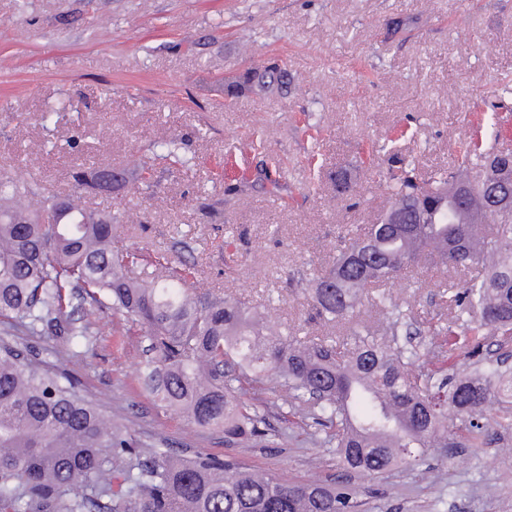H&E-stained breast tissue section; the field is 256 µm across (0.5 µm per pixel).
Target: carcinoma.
<instances>
[{"mask_svg":"<svg viewBox=\"0 0 512 512\" xmlns=\"http://www.w3.org/2000/svg\"><path fill=\"white\" fill-rule=\"evenodd\" d=\"M228 98L244 90L281 95L284 75L255 64L224 80ZM137 166L186 175L191 159L176 140L160 142ZM90 166L74 180L96 186ZM467 185L464 197L452 192ZM512 195L506 154L485 153L477 141L456 162L426 174L408 163L386 181L389 223L340 237L332 268L310 280L309 297L330 321L352 317L364 292L416 268L452 265L471 273L450 297L455 320L429 324L431 346L401 342L405 315L378 294L385 337L358 331L352 344L317 342L301 329H280L237 298L186 287L194 268L168 264L150 280L135 275V253L112 249L129 223V202L108 213L54 193L10 168L0 170V322L34 331L68 318L67 309L112 310L140 327L154 356L140 367L147 393L228 442L261 433L264 419L243 400L241 379L288 394L323 428L345 467L374 477L426 462L448 447V416L463 442L483 444L491 425L479 417L492 400L512 404L507 354L482 356L486 336L512 344V208L485 186ZM476 359V375L445 390V365ZM353 492L321 482H284L227 461L137 448L112 430V418L6 337L0 339V512H358Z\"/></svg>","mask_w":512,"mask_h":512,"instance_id":"cac0c4a2","label":"carcinoma"}]
</instances>
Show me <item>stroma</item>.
Wrapping results in <instances>:
<instances>
[{
  "label": "stroma",
  "instance_id": "stroma-1",
  "mask_svg": "<svg viewBox=\"0 0 512 512\" xmlns=\"http://www.w3.org/2000/svg\"><path fill=\"white\" fill-rule=\"evenodd\" d=\"M407 20L391 33L392 22ZM0 167L107 210L110 198L73 181L91 163L132 167L175 139L196 173H156L138 193L116 250H154L194 265L188 287L249 301L311 338L348 327L309 320L299 280L326 267L339 235L376 223L385 208L379 171L451 163L460 146L512 150V0H0ZM278 62L282 97L224 101V76ZM55 145H48L47 136ZM352 191L338 202L331 180ZM222 203L214 224L199 199ZM454 269L387 284L418 322L450 321L440 283ZM103 334L79 357L62 327L16 333L21 348L99 399L139 442L184 457L212 456L286 482H340L368 512H512V429L497 443L451 448L426 464L367 478L318 447L314 429L280 393L248 391L266 437L228 443L154 403L137 367L148 341L111 312H85Z\"/></svg>",
  "mask_w": 512,
  "mask_h": 512
}]
</instances>
